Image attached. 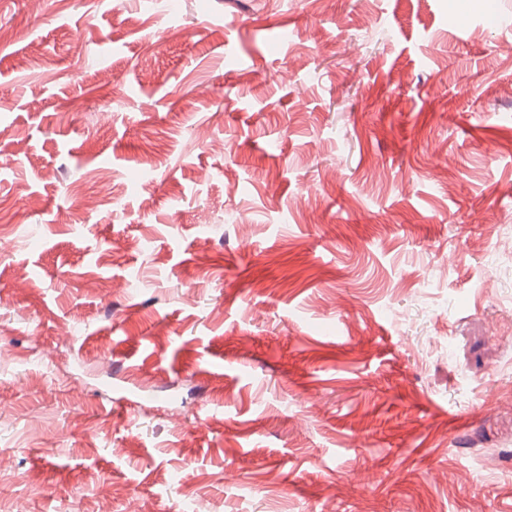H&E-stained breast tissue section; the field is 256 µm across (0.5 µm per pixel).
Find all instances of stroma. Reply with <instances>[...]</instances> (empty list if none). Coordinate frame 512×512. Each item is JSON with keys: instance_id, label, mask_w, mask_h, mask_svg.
Listing matches in <instances>:
<instances>
[{"instance_id": "stroma-1", "label": "stroma", "mask_w": 512, "mask_h": 512, "mask_svg": "<svg viewBox=\"0 0 512 512\" xmlns=\"http://www.w3.org/2000/svg\"><path fill=\"white\" fill-rule=\"evenodd\" d=\"M491 15L0 0V512H512Z\"/></svg>"}]
</instances>
